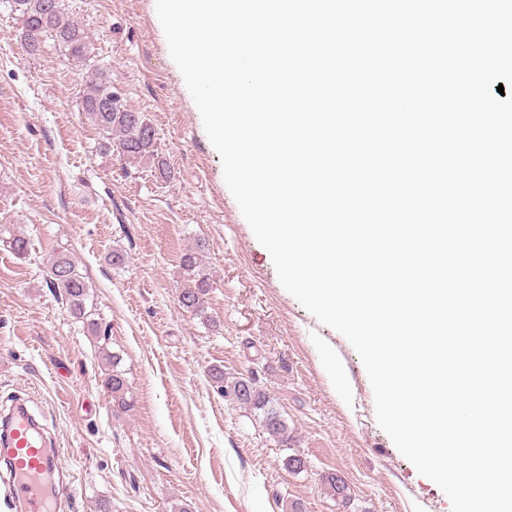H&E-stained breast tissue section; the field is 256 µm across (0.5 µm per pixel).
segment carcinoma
Listing matches in <instances>:
<instances>
[{
  "label": "carcinoma",
  "instance_id": "obj_1",
  "mask_svg": "<svg viewBox=\"0 0 512 512\" xmlns=\"http://www.w3.org/2000/svg\"><path fill=\"white\" fill-rule=\"evenodd\" d=\"M13 3L20 13L23 45L29 55L39 54L43 44L52 40L73 62L82 63L91 58L93 43L64 12L62 0H13ZM110 99L112 79L105 71L87 83L80 94L83 114L102 132L100 149L121 159L155 160L162 164L158 159L155 130L145 114L120 104L113 105L108 112L102 111L100 104ZM202 248L204 245L200 243L182 255V279L176 295L179 307L196 316L205 313V297L211 288V275L200 260ZM48 276L50 286L63 292L69 313L77 319L88 317L86 300L89 286L75 262L64 254L57 255L48 264ZM117 367V357L114 356L112 373L106 377L104 386L119 406L129 408L131 403L125 398L126 379ZM210 378L219 394L262 412L266 431L282 443L288 441L290 435L286 421L271 407L269 396L257 386L255 379L237 377L227 382L224 371L218 367L210 370ZM325 480L336 498L342 499L348 493L349 487L343 477L330 473Z\"/></svg>",
  "mask_w": 512,
  "mask_h": 512
}]
</instances>
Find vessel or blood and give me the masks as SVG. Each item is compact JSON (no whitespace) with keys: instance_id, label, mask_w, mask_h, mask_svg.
Wrapping results in <instances>:
<instances>
[{"instance_id":"b4317fda","label":"vessel or blood","mask_w":512,"mask_h":512,"mask_svg":"<svg viewBox=\"0 0 512 512\" xmlns=\"http://www.w3.org/2000/svg\"><path fill=\"white\" fill-rule=\"evenodd\" d=\"M0 457L7 463L10 512H62L72 504L73 482L64 454L24 404L0 419Z\"/></svg>"}]
</instances>
